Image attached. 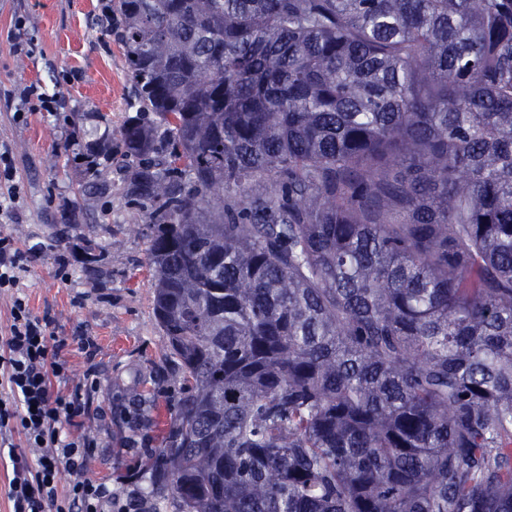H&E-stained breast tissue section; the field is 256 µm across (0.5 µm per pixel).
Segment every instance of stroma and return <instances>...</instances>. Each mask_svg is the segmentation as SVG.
<instances>
[{"label": "stroma", "instance_id": "obj_1", "mask_svg": "<svg viewBox=\"0 0 512 512\" xmlns=\"http://www.w3.org/2000/svg\"><path fill=\"white\" fill-rule=\"evenodd\" d=\"M109 2L0 0V142L13 153L22 189V220L0 218V236L33 249L22 291L37 316L51 319L52 336L69 343L67 375L55 388L71 390L88 374L98 383L82 425L98 440L90 476L122 500L138 490L128 512H175L172 503L141 492L145 462L160 446L163 423L181 393L180 370L163 358L153 313L148 231L133 227L139 208L127 197L119 169H102L103 191L84 187L87 154L108 138L113 156H120V131L134 111ZM14 31L32 43V53H15ZM32 85L62 107L14 121ZM91 241L98 250H87ZM60 253L70 261L66 281L56 274ZM83 337L93 341L92 354L82 350Z\"/></svg>", "mask_w": 512, "mask_h": 512}]
</instances>
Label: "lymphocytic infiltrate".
<instances>
[{
	"mask_svg": "<svg viewBox=\"0 0 512 512\" xmlns=\"http://www.w3.org/2000/svg\"><path fill=\"white\" fill-rule=\"evenodd\" d=\"M32 263L31 250L0 237V294L10 293V324L0 339V464L10 512H102L112 492L92 481L87 468L97 446L77 428L87 415L97 386L55 389L64 377L66 340H52L51 322L36 316L21 280Z\"/></svg>",
	"mask_w": 512,
	"mask_h": 512,
	"instance_id": "1",
	"label": "lymphocytic infiltrate"
}]
</instances>
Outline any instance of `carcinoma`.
<instances>
[{
	"instance_id": "obj_1",
	"label": "carcinoma",
	"mask_w": 512,
	"mask_h": 512,
	"mask_svg": "<svg viewBox=\"0 0 512 512\" xmlns=\"http://www.w3.org/2000/svg\"><path fill=\"white\" fill-rule=\"evenodd\" d=\"M116 9L183 381L146 492L512 512V0Z\"/></svg>"
}]
</instances>
